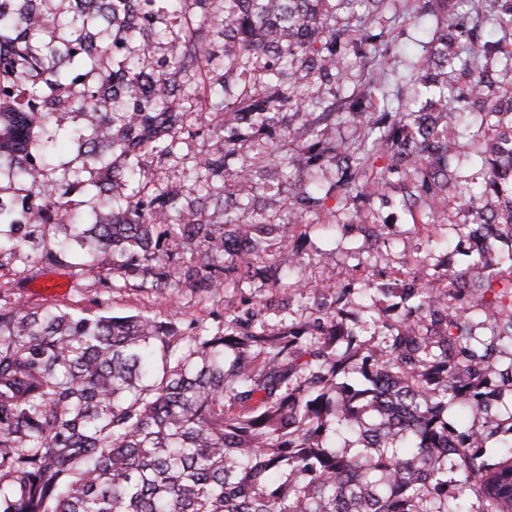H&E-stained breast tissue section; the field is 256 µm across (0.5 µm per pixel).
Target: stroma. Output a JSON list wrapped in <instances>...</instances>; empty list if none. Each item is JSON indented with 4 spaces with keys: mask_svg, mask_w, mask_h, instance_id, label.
Here are the masks:
<instances>
[{
    "mask_svg": "<svg viewBox=\"0 0 512 512\" xmlns=\"http://www.w3.org/2000/svg\"><path fill=\"white\" fill-rule=\"evenodd\" d=\"M418 7L417 0H389L380 13L370 14L365 22L366 28L378 36V50L394 56L402 73L422 64L436 28L434 17L417 19ZM342 54L346 67L343 79L331 90L333 114L318 109L280 112L276 124L264 134L239 143L226 164L224 203L233 218L242 224H269L273 231L253 251L247 271L228 275L222 299L202 302L188 292L176 297L166 292L129 289L103 294L94 279L79 281L69 269L54 267L21 288L23 300L36 304H84L99 296L103 311L115 316L144 313L164 317L174 312L185 320L229 306L242 311L258 301L262 307L255 314L256 323L277 328L293 319L286 299L298 286L353 289V308L364 305L369 315L381 313L391 320L395 312L389 289L410 287L416 279L428 285L440 284L448 260H455L465 278L479 277L481 271L472 267L468 255L469 240L459 232L460 227L470 224L469 213L460 208L443 212L426 230H419L403 206L404 185L393 172L390 158L375 161L372 172L384 175L387 185L382 194L361 201L362 218L352 219L339 191L332 193L322 206L302 211L294 196L297 184L306 185L317 178L327 185L336 179L332 172L318 177L308 170L302 144L313 143L317 131L327 126L342 148L357 146L364 135L363 128L336 113L353 88L368 78L366 71L355 67L352 48H344ZM285 128L292 132L287 159L279 171L267 174L266 202L252 203L239 197L236 185L243 169L251 167L265 144L276 140ZM207 150V139L182 135L175 155L161 169H147L145 178L151 181L162 177L164 186L189 193L197 186L192 169ZM274 264L281 274L277 288L270 278Z\"/></svg>",
    "mask_w": 512,
    "mask_h": 512,
    "instance_id": "1",
    "label": "stroma"
}]
</instances>
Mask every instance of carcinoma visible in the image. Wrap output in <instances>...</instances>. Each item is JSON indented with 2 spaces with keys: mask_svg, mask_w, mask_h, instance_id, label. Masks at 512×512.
Segmentation results:
<instances>
[{
  "mask_svg": "<svg viewBox=\"0 0 512 512\" xmlns=\"http://www.w3.org/2000/svg\"><path fill=\"white\" fill-rule=\"evenodd\" d=\"M336 2L356 21L387 0ZM465 2L424 0L422 14L444 18L433 59L400 75L365 52L378 35L336 28L327 0H0V278L25 256L30 279L65 264L108 290L221 296L224 273L249 263L239 237L264 229L216 201L224 160L280 109L326 102L344 40L373 63L343 112L366 143L343 154L326 138L304 147L308 162L337 167L350 202L384 189L364 175L389 156L427 219L463 205L512 239V136L477 150L471 122L450 133L432 117L476 112L492 127L512 112V52L455 22ZM497 2L481 26L507 34L512 0ZM392 76L434 99L388 104ZM380 111L412 123L381 132ZM59 112L95 116L70 135L90 175L85 210L71 199L80 183L47 174ZM198 112L236 115L230 131L209 129L198 193L149 186L144 168L174 153ZM281 149L240 175L243 197L258 194ZM463 162L480 168V187L459 175ZM322 192L296 188L307 207ZM474 263L493 273L465 282L450 267L440 293L403 289L379 348L347 325L344 288L336 307L278 331L234 309L214 329L184 330L174 313L115 317L97 301L31 306L0 291V512H512V409L501 412L512 293L507 304L485 298L499 273L512 276V249L484 261L476 250ZM465 295L490 339L450 307ZM450 404L482 424L451 421Z\"/></svg>",
  "mask_w": 512,
  "mask_h": 512,
  "instance_id": "carcinoma-1",
  "label": "carcinoma"
}]
</instances>
